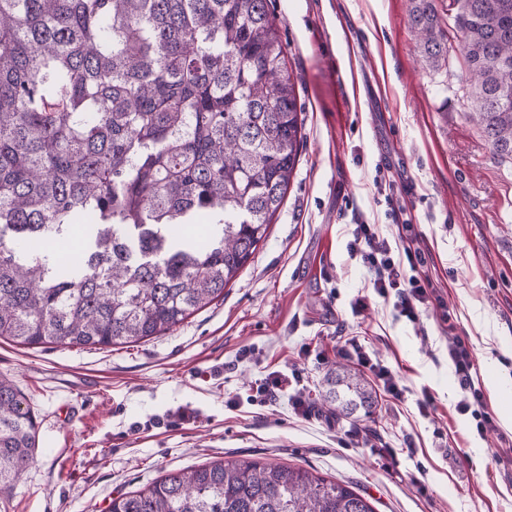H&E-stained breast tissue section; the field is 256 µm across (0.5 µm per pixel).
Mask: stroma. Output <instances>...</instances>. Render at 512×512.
<instances>
[{
  "instance_id": "35a3bbf8",
  "label": "stroma",
  "mask_w": 512,
  "mask_h": 512,
  "mask_svg": "<svg viewBox=\"0 0 512 512\" xmlns=\"http://www.w3.org/2000/svg\"><path fill=\"white\" fill-rule=\"evenodd\" d=\"M269 6L304 118L283 207L223 297L170 332L108 348L0 340V375L39 416L10 512H108L113 497L221 459L305 467L376 512H512V428L490 382L512 378V163L470 117L461 42L449 34L448 64L433 70L418 59L408 0ZM358 220L393 245L411 225L445 310L413 323L377 295L349 249ZM452 336L471 348L495 424L483 436L456 410L466 392ZM350 339L404 392L374 385L371 412L339 420L320 403ZM270 376L282 380L272 399L256 393Z\"/></svg>"
}]
</instances>
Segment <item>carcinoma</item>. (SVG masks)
<instances>
[{
  "label": "carcinoma",
  "mask_w": 512,
  "mask_h": 512,
  "mask_svg": "<svg viewBox=\"0 0 512 512\" xmlns=\"http://www.w3.org/2000/svg\"><path fill=\"white\" fill-rule=\"evenodd\" d=\"M437 0H410L421 61L448 64ZM468 93L512 161V0H456ZM304 146L269 0H0V339L110 347L224 294L265 240ZM373 404L338 364L323 399ZM37 420L0 376V510ZM109 512H375L298 465L217 460Z\"/></svg>",
  "instance_id": "obj_1"
}]
</instances>
